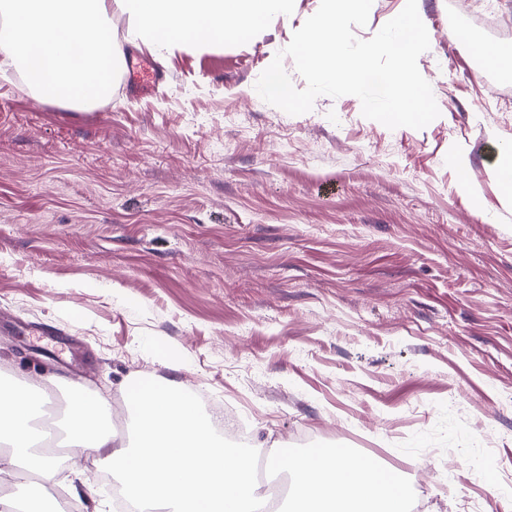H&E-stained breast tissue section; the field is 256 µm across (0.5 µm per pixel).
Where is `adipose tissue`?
<instances>
[{
	"instance_id": "obj_1",
	"label": "adipose tissue",
	"mask_w": 512,
	"mask_h": 512,
	"mask_svg": "<svg viewBox=\"0 0 512 512\" xmlns=\"http://www.w3.org/2000/svg\"><path fill=\"white\" fill-rule=\"evenodd\" d=\"M40 394L15 388L0 394V512H30L36 485L52 483L55 458L42 447L36 419ZM103 394L70 387L62 431L69 447L105 454L125 498L138 512H266L252 479V458L215 438L209 419L186 394L148 385L128 400L139 440L129 444L101 425ZM271 469L292 478L297 512H407L405 486L393 473L351 454L318 449L282 454Z\"/></svg>"
}]
</instances>
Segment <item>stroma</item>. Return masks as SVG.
<instances>
[{"label":"stroma","instance_id":"1","mask_svg":"<svg viewBox=\"0 0 512 512\" xmlns=\"http://www.w3.org/2000/svg\"><path fill=\"white\" fill-rule=\"evenodd\" d=\"M320 0L241 46L155 58L159 81L77 111L38 99L0 50V383L48 373L126 403L141 384L209 390L256 459L350 448L400 472L412 512H512V0H417L418 68L440 110L421 129L352 95L290 115L255 89ZM92 487L111 465L60 456ZM454 38L459 42L476 46L489 62L496 63L499 61L498 50L492 45L483 44L477 33L466 29H459L454 32ZM496 177L507 203L512 204V148L505 150L496 166Z\"/></svg>","mask_w":512,"mask_h":512}]
</instances>
